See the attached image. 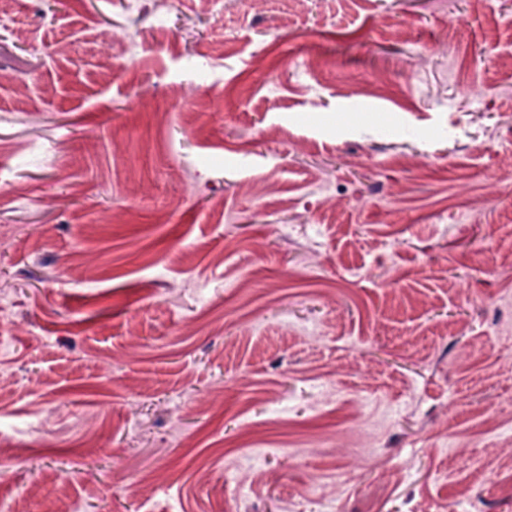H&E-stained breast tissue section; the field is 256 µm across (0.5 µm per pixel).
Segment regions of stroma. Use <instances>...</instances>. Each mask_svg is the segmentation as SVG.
<instances>
[{
    "instance_id": "obj_1",
    "label": "stroma",
    "mask_w": 512,
    "mask_h": 512,
    "mask_svg": "<svg viewBox=\"0 0 512 512\" xmlns=\"http://www.w3.org/2000/svg\"><path fill=\"white\" fill-rule=\"evenodd\" d=\"M1 309L0 512H512V0H0Z\"/></svg>"
}]
</instances>
